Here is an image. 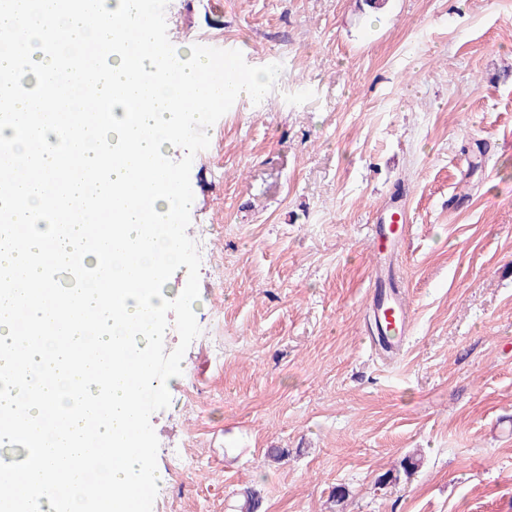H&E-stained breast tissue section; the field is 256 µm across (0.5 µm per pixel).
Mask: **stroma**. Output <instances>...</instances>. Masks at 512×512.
Here are the masks:
<instances>
[{"mask_svg": "<svg viewBox=\"0 0 512 512\" xmlns=\"http://www.w3.org/2000/svg\"><path fill=\"white\" fill-rule=\"evenodd\" d=\"M153 15L172 53L232 46L278 78L165 158L195 204L156 348L180 377L148 406L150 512H239L251 485L259 512H512V0H160ZM399 190L415 326L384 363L369 237Z\"/></svg>", "mask_w": 512, "mask_h": 512, "instance_id": "obj_1", "label": "stroma"}]
</instances>
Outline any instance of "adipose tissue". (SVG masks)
Segmentation results:
<instances>
[{"label":"adipose tissue","mask_w":512,"mask_h":512,"mask_svg":"<svg viewBox=\"0 0 512 512\" xmlns=\"http://www.w3.org/2000/svg\"><path fill=\"white\" fill-rule=\"evenodd\" d=\"M89 14L85 0H37L36 7H20L11 0L0 7V32L11 43L0 50V95L27 84L34 93L14 95L18 121L34 122L44 145L36 165L40 176L11 183L0 190V214L12 217L0 226V271L26 267L29 256L41 258L39 267L16 278L9 294L0 293V371L15 372L0 387V445L24 444L26 456L17 465L0 466V485H18L24 503L0 498V512H128L134 488L156 485L161 475L152 463V432L147 424L129 418L140 399L161 400L169 384L152 374L151 346L167 335L163 318L170 297L165 290L169 270L181 261L174 238L178 215L190 202L183 197L170 171L162 170L164 155L186 126L185 93L197 89L212 63L192 61L167 51L157 39L149 0H96ZM58 37L54 54L33 50L32 35ZM101 49V67L112 77L111 111L103 124L87 129L79 115L46 111V92L53 85L59 54H86ZM151 102L145 112L130 111L132 96ZM73 125L77 145L87 168L97 173L94 184L67 183L66 206L80 210L89 194L111 199L112 222L107 234L112 248L136 259L135 267L119 262L103 279L97 234L90 227L58 229L54 223L37 228L33 215L42 208L45 176L60 165L54 145L61 128ZM79 254L82 267L93 271L86 282L61 287L56 274L70 268L69 258ZM38 289H30V282ZM30 297L25 310L29 324L63 322L52 340H22L15 301ZM100 311L93 338L73 325L78 307ZM112 348L111 381H92L85 373L91 345ZM106 405L110 415L100 424L110 441L108 457L100 463V481L111 492L100 499L86 490L63 487V468L82 461L88 450L78 432L85 409ZM57 425L69 437L67 446L44 448L39 425Z\"/></svg>","instance_id":"obj_1"}]
</instances>
